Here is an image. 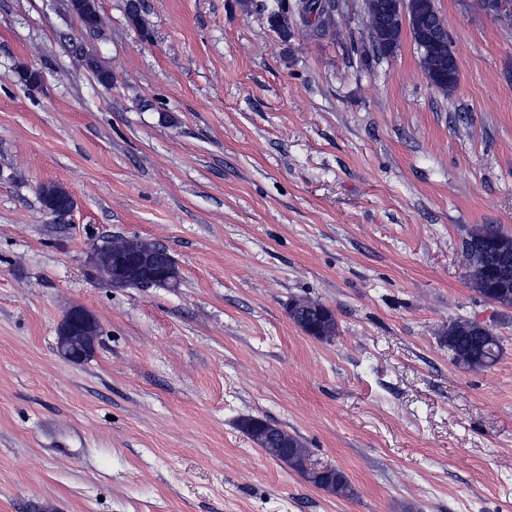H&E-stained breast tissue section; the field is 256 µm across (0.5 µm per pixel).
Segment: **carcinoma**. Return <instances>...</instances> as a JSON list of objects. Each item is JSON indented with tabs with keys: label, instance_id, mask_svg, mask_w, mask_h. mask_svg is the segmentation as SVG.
<instances>
[{
	"label": "carcinoma",
	"instance_id": "obj_1",
	"mask_svg": "<svg viewBox=\"0 0 512 512\" xmlns=\"http://www.w3.org/2000/svg\"><path fill=\"white\" fill-rule=\"evenodd\" d=\"M416 8L424 24L434 28L446 25L438 11L435 0H416ZM370 45L356 47V51L366 57L371 52L384 53L390 44L399 41L400 34L383 15L373 9H364ZM296 14L304 23L316 31H325L333 24L336 16L335 0H275L268 14L272 27L280 34L288 35V16ZM453 48L449 39L439 44L426 46L420 52V62L424 70L437 72L434 86L445 93H451L458 83V69L448 66L446 60L452 56ZM506 233L497 224H482L476 227L464 242L463 252L470 268V278L474 290L483 298L512 307V279L508 287L493 284L486 273L499 264L501 253L498 246L512 250V240H505ZM139 251L157 254L162 248L154 243L134 238L121 239L100 248L102 260H107L111 250ZM288 316L302 331L321 341L332 340L337 333V323L333 312L323 303L308 297H297L288 305ZM443 341L448 344L453 363L462 370L476 371L490 368L501 359L503 348L500 338L492 329L476 326L468 319H458L448 323ZM242 430L268 456L288 463L308 482L339 497L349 498L354 490L347 476L337 468L315 471L306 466L308 448L295 435L288 433L267 421L248 418L241 423Z\"/></svg>",
	"mask_w": 512,
	"mask_h": 512
}]
</instances>
